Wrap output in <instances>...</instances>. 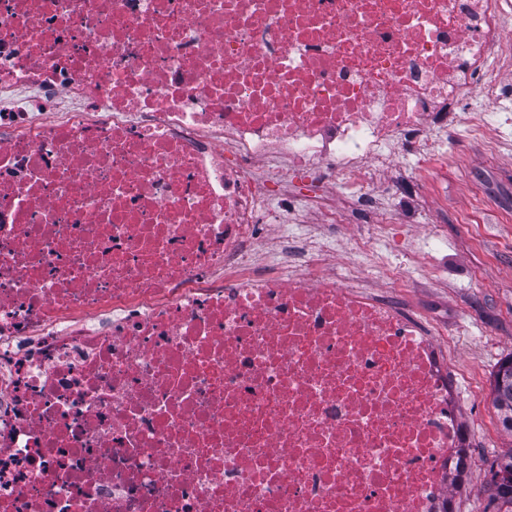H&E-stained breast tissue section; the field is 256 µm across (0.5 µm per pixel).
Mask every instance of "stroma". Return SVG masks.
<instances>
[{
	"mask_svg": "<svg viewBox=\"0 0 512 512\" xmlns=\"http://www.w3.org/2000/svg\"><path fill=\"white\" fill-rule=\"evenodd\" d=\"M502 85L504 100L486 106L499 115V154L488 158L460 126L427 162L442 178L428 200L446 238V268L429 287L409 294L411 307L438 321L436 343L448 355L449 374L468 370L481 381L480 390L457 393L471 446L465 484L451 488L457 512H485V472L499 452L512 448L491 401L493 374L512 354V74Z\"/></svg>",
	"mask_w": 512,
	"mask_h": 512,
	"instance_id": "obj_1",
	"label": "stroma"
}]
</instances>
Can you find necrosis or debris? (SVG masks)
<instances>
[{
	"mask_svg": "<svg viewBox=\"0 0 512 512\" xmlns=\"http://www.w3.org/2000/svg\"><path fill=\"white\" fill-rule=\"evenodd\" d=\"M510 72L512 0H0V512H439L379 196Z\"/></svg>",
	"mask_w": 512,
	"mask_h": 512,
	"instance_id": "obj_1",
	"label": "necrosis or debris"
}]
</instances>
